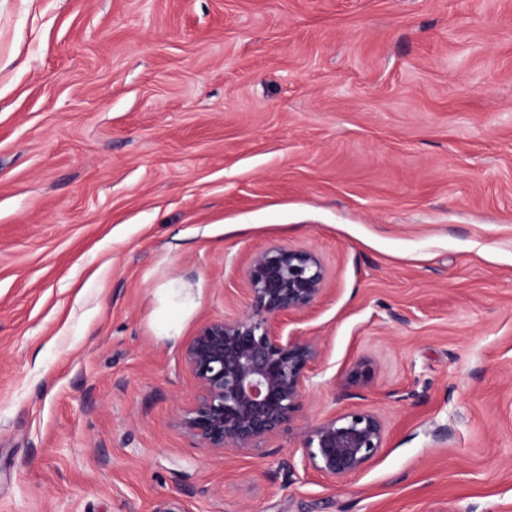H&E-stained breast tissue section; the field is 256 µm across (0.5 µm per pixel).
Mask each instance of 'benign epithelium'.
Instances as JSON below:
<instances>
[{"mask_svg": "<svg viewBox=\"0 0 512 512\" xmlns=\"http://www.w3.org/2000/svg\"><path fill=\"white\" fill-rule=\"evenodd\" d=\"M326 281L310 251H259L246 270L248 311L203 325L186 345L198 392L181 424L215 454L256 448L293 422L321 347L314 336L283 334L277 321L312 307ZM299 437L302 462L336 483L379 455L385 431L377 414L359 406L301 428Z\"/></svg>", "mask_w": 512, "mask_h": 512, "instance_id": "obj_1", "label": "benign epithelium"}]
</instances>
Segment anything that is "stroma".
Instances as JSON below:
<instances>
[{
  "mask_svg": "<svg viewBox=\"0 0 512 512\" xmlns=\"http://www.w3.org/2000/svg\"><path fill=\"white\" fill-rule=\"evenodd\" d=\"M274 245L322 356L216 455L183 351ZM0 512H512V0H0ZM299 437L305 466L336 484L379 455L385 431L377 414L359 406L301 428Z\"/></svg>",
  "mask_w": 512,
  "mask_h": 512,
  "instance_id": "stroma-1",
  "label": "stroma"
}]
</instances>
